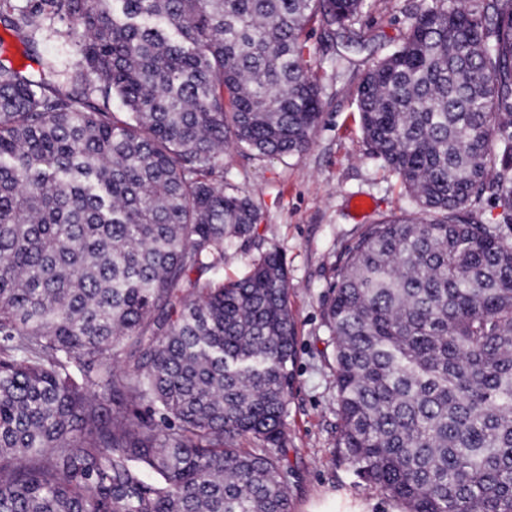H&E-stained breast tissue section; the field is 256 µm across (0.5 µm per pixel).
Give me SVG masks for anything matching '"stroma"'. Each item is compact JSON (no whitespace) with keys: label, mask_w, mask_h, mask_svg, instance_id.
<instances>
[{"label":"stroma","mask_w":512,"mask_h":512,"mask_svg":"<svg viewBox=\"0 0 512 512\" xmlns=\"http://www.w3.org/2000/svg\"><path fill=\"white\" fill-rule=\"evenodd\" d=\"M413 2L367 0L361 23L375 39L340 56L320 41L318 27L309 29L322 110L305 152L274 159L240 149L224 154L225 191L248 194L258 212L254 244L238 241L224 249L225 280L243 277L259 248L273 247L290 281L298 342L286 416L291 512H305L311 500L328 493L366 501L370 512L403 508L337 459L336 376L322 304L340 256L368 224L417 211L397 177L369 154L355 103L360 75L391 51Z\"/></svg>","instance_id":"obj_1"}]
</instances>
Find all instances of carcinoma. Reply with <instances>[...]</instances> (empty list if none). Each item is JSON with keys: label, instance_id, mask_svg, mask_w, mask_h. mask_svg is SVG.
I'll return each instance as SVG.
<instances>
[{"label": "carcinoma", "instance_id": "carcinoma-1", "mask_svg": "<svg viewBox=\"0 0 512 512\" xmlns=\"http://www.w3.org/2000/svg\"><path fill=\"white\" fill-rule=\"evenodd\" d=\"M363 6L0 0L27 52L76 47L0 61V512H290V285L274 250L220 278L257 220L224 149L309 148L306 30L362 48ZM408 19L356 107L420 213L369 225L323 304L338 458L407 512H512V0ZM38 50L42 57H56L61 64H70L74 61L70 46L63 44L52 33L43 30L37 35ZM501 211L500 203L490 194H485L473 216L482 224H496L500 219Z\"/></svg>", "mask_w": 512, "mask_h": 512}]
</instances>
